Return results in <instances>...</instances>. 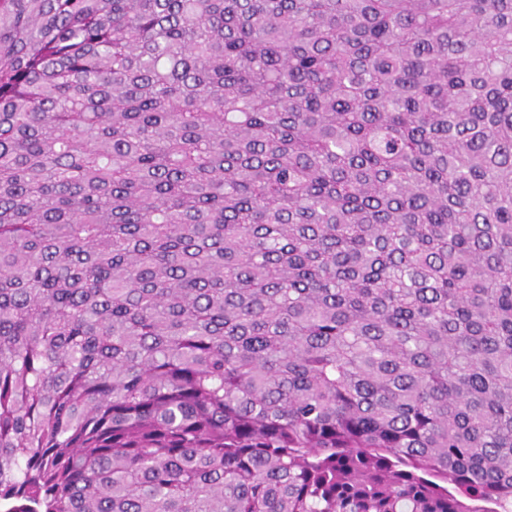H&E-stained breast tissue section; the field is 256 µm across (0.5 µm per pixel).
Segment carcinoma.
I'll list each match as a JSON object with an SVG mask.
<instances>
[{"label":"carcinoma","instance_id":"1","mask_svg":"<svg viewBox=\"0 0 512 512\" xmlns=\"http://www.w3.org/2000/svg\"><path fill=\"white\" fill-rule=\"evenodd\" d=\"M0 512H512V0H0Z\"/></svg>","mask_w":512,"mask_h":512}]
</instances>
